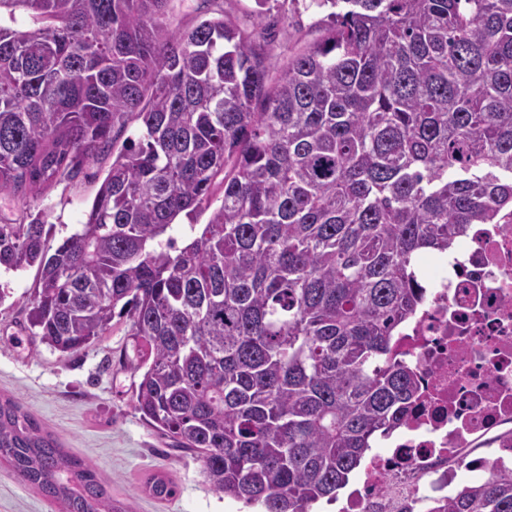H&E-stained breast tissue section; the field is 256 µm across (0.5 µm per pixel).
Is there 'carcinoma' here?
<instances>
[{"mask_svg":"<svg viewBox=\"0 0 512 512\" xmlns=\"http://www.w3.org/2000/svg\"><path fill=\"white\" fill-rule=\"evenodd\" d=\"M172 3L0 0V195L112 155L81 229L52 251L42 214L0 224V267L37 268L28 320L61 354L126 318L135 410L213 491L310 512L415 397L392 343L417 257L512 215V0H310L324 37L275 80L233 20ZM0 462L64 512H126L2 397ZM442 512H512V471Z\"/></svg>","mask_w":512,"mask_h":512,"instance_id":"obj_1","label":"carcinoma"}]
</instances>
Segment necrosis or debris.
<instances>
[{"label":"necrosis or debris","mask_w":512,"mask_h":512,"mask_svg":"<svg viewBox=\"0 0 512 512\" xmlns=\"http://www.w3.org/2000/svg\"><path fill=\"white\" fill-rule=\"evenodd\" d=\"M418 265L427 300L393 345L416 367L418 398L338 512H433L459 470L480 481L512 469V217Z\"/></svg>","instance_id":"4bbe7bcc"}]
</instances>
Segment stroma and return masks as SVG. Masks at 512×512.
Returning <instances> with one entry per match:
<instances>
[{"label":"stroma","mask_w":512,"mask_h":512,"mask_svg":"<svg viewBox=\"0 0 512 512\" xmlns=\"http://www.w3.org/2000/svg\"><path fill=\"white\" fill-rule=\"evenodd\" d=\"M256 0H175L173 25L189 27L198 20L224 14L255 40L271 37L272 72H279L295 50L319 42L322 13L307 0H277L271 12L257 16ZM99 155L72 179L43 192L0 196V219L24 224L29 214L43 213L52 224L50 246H57L85 220L109 166ZM35 269L1 272L8 291L0 301V395L19 400L60 439L69 453L93 464L112 488V496L129 512H258L257 507L216 494L203 475L201 460L173 447L171 441L142 420L134 407L139 381L132 363L134 338L125 319L89 347L63 355L36 341L27 322L26 299ZM167 475L175 483L173 498H153L149 478ZM0 512H62L0 464Z\"/></svg>","instance_id":"obj_1"}]
</instances>
